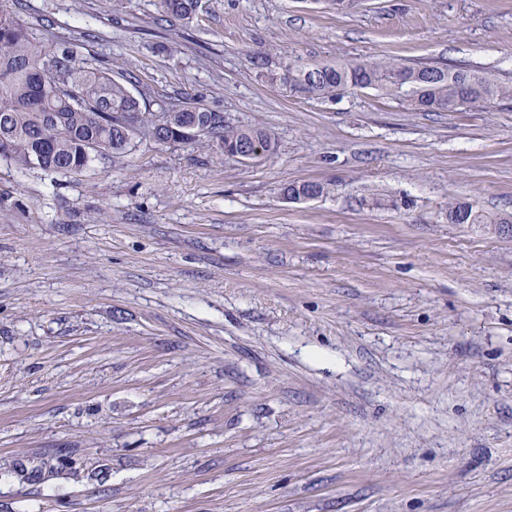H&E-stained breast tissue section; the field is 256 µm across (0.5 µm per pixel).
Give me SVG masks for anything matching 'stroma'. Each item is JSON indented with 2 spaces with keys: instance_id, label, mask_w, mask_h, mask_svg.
Returning a JSON list of instances; mask_svg holds the SVG:
<instances>
[{
  "instance_id": "obj_1",
  "label": "stroma",
  "mask_w": 512,
  "mask_h": 512,
  "mask_svg": "<svg viewBox=\"0 0 512 512\" xmlns=\"http://www.w3.org/2000/svg\"><path fill=\"white\" fill-rule=\"evenodd\" d=\"M13 0L43 47L277 143L0 161V512H512V101L291 97V60L512 83V0ZM326 194L286 200L291 182ZM380 198L382 206L371 205ZM199 0H158L161 10L170 17L189 24L201 10ZM455 211L463 213L466 223L465 224H495L499 229L512 230V215L507 217H493L486 215L482 210L478 209L477 206L472 203H453L449 202L448 212ZM448 213V221L452 224H461V218L458 213Z\"/></svg>"
}]
</instances>
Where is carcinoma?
<instances>
[{
    "instance_id": "cac0c4a2",
    "label": "carcinoma",
    "mask_w": 512,
    "mask_h": 512,
    "mask_svg": "<svg viewBox=\"0 0 512 512\" xmlns=\"http://www.w3.org/2000/svg\"><path fill=\"white\" fill-rule=\"evenodd\" d=\"M168 16L189 24L200 11L199 0H158ZM412 77L397 80V72ZM291 96L332 98L355 88L380 87L415 112H460L475 99L512 101V84L489 72L465 66L405 65L397 61L343 63L317 70L290 62L270 77ZM136 124L129 125L130 116ZM198 146L206 139L219 149L258 144L263 154L275 149L264 129L234 125L224 113L184 103L158 119L141 111L140 100L126 81L92 66L76 64L74 51H47L37 44L16 14L0 3V160L19 169L40 168L59 175L78 174L97 157L121 158L136 139ZM323 195L320 182L293 183L283 195L299 202L308 191ZM468 224H511L512 215H486L471 203H448Z\"/></svg>"
}]
</instances>
